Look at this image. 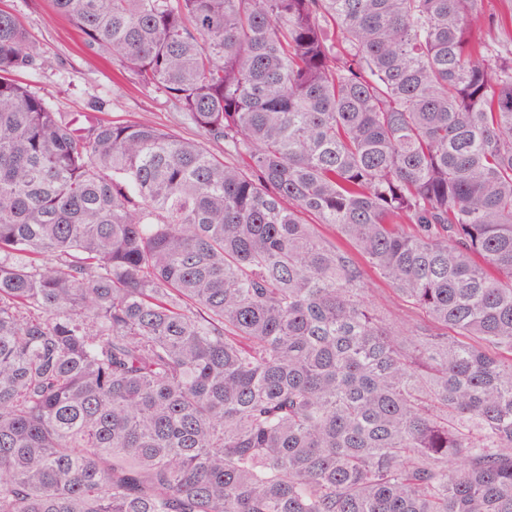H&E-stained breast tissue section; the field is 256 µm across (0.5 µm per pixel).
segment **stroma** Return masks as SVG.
<instances>
[{
	"mask_svg": "<svg viewBox=\"0 0 512 512\" xmlns=\"http://www.w3.org/2000/svg\"><path fill=\"white\" fill-rule=\"evenodd\" d=\"M46 66L18 80L67 117L97 113L105 121H149L199 139L165 97L142 93L134 75L119 63L101 60L84 47L74 28L57 16L51 0H8Z\"/></svg>",
	"mask_w": 512,
	"mask_h": 512,
	"instance_id": "stroma-1",
	"label": "stroma"
}]
</instances>
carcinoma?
Masks as SVG:
<instances>
[{
	"label": "carcinoma",
	"mask_w": 512,
	"mask_h": 512,
	"mask_svg": "<svg viewBox=\"0 0 512 512\" xmlns=\"http://www.w3.org/2000/svg\"><path fill=\"white\" fill-rule=\"evenodd\" d=\"M502 2L52 0L201 140L0 8V512H512ZM45 68L16 79L43 98L54 112L72 118L94 112L105 121H149L201 140L180 111L164 96L142 93L136 77L118 62L101 60L84 47L74 28L57 16L51 0H8ZM103 102V108H97ZM365 278L369 288L373 290L372 294L376 301L387 303L393 311H401L404 308L402 303L393 296L388 283L369 266H365Z\"/></svg>",
	"instance_id": "obj_1"
}]
</instances>
